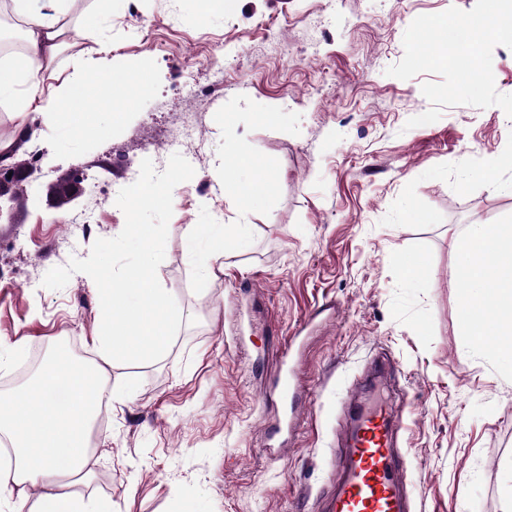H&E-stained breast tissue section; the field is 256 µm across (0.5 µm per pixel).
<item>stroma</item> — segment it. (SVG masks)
Instances as JSON below:
<instances>
[{
    "label": "stroma",
    "mask_w": 512,
    "mask_h": 512,
    "mask_svg": "<svg viewBox=\"0 0 512 512\" xmlns=\"http://www.w3.org/2000/svg\"><path fill=\"white\" fill-rule=\"evenodd\" d=\"M482 0H236L206 16L197 0H76L67 30L94 23L99 41H63L42 71L44 93L86 77L112 47L137 83L97 116L99 133L64 137L37 112L33 173L13 223H0V342L21 343L0 395L26 388L33 355L54 341L92 353L97 293L83 273L60 290L48 270L116 237L119 191L143 159L164 171L162 143L195 128L183 157L157 274L181 326L167 356L107 364V401L76 492L118 512H323L339 425L377 355L390 361L406 427L411 512H503L512 485V358L469 349L454 239L471 221L512 217V149L498 103L512 101V46L486 43L495 78L478 83L446 40L417 62L427 22H479ZM260 156L270 180L240 209L224 191V152ZM81 194L56 202L60 173ZM190 224L243 225L224 238L223 268L186 254ZM417 263L415 280L403 276ZM295 391H270L280 364Z\"/></svg>",
    "instance_id": "35a3bbf8"
}]
</instances>
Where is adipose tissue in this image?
Returning <instances> with one entry per match:
<instances>
[{"mask_svg": "<svg viewBox=\"0 0 512 512\" xmlns=\"http://www.w3.org/2000/svg\"><path fill=\"white\" fill-rule=\"evenodd\" d=\"M74 0H12L15 16L24 24L25 52L16 62L0 66V99L15 98L19 85L28 94L18 112H40L50 120H62L66 134L88 133L87 118L102 112L104 97L85 84L60 87L49 97L39 92L38 75L58 51L60 24ZM512 45V12L488 0L481 21V35L471 45L479 57L485 42ZM226 226L196 224L184 235V248L204 271L224 242ZM456 272L465 293L461 315L471 346L489 355H502L512 347V224H471L455 242ZM100 364L74 365L62 351L52 352L33 383L12 396L0 399V466L13 484L26 488L41 484L34 512H112L108 501L92 499L67 490L60 481L61 463L83 469L88 456V428L104 392L121 400L122 387L106 390Z\"/></svg>", "mask_w": 512, "mask_h": 512, "instance_id": "1", "label": "adipose tissue"}]
</instances>
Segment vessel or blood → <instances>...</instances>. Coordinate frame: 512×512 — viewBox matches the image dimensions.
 I'll use <instances>...</instances> for the list:
<instances>
[{
    "mask_svg": "<svg viewBox=\"0 0 512 512\" xmlns=\"http://www.w3.org/2000/svg\"><path fill=\"white\" fill-rule=\"evenodd\" d=\"M403 421L385 401L349 407L326 512H408L393 450Z\"/></svg>",
    "mask_w": 512,
    "mask_h": 512,
    "instance_id": "vessel-or-blood-1",
    "label": "vessel or blood"
}]
</instances>
